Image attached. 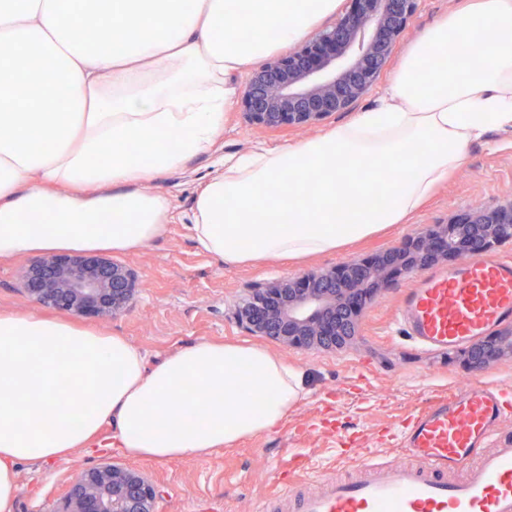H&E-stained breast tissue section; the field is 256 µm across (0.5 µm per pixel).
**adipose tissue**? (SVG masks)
I'll use <instances>...</instances> for the list:
<instances>
[{
	"mask_svg": "<svg viewBox=\"0 0 512 512\" xmlns=\"http://www.w3.org/2000/svg\"><path fill=\"white\" fill-rule=\"evenodd\" d=\"M337 0H112L98 49L64 0H0V79L18 54L58 76L0 90V260L52 249L143 247L173 217L151 184L212 153L231 79L297 41ZM481 63L473 39L487 31ZM453 53L446 68L432 58ZM512 126V0H470L409 47L380 103L325 134L224 158L189 228L228 265L332 253L401 224L493 127ZM382 160L387 176L367 159ZM303 370L258 346L201 341L147 368L121 336L0 312V512L17 466L94 448L203 457L277 427L305 396ZM80 419H73L72 408Z\"/></svg>",
	"mask_w": 512,
	"mask_h": 512,
	"instance_id": "obj_1",
	"label": "adipose tissue"
}]
</instances>
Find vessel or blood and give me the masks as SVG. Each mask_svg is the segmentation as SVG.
Segmentation results:
<instances>
[{
    "label": "vessel or blood",
    "instance_id": "obj_1",
    "mask_svg": "<svg viewBox=\"0 0 512 512\" xmlns=\"http://www.w3.org/2000/svg\"><path fill=\"white\" fill-rule=\"evenodd\" d=\"M512 319V258L475 257L418 276L401 296L396 325L406 340L432 351L466 347ZM506 414L498 391L481 385L419 412L401 431L409 463L391 466L361 448L364 477L340 481L315 472L319 489L279 490L260 512H512V439L491 454L490 426Z\"/></svg>",
    "mask_w": 512,
    "mask_h": 512
}]
</instances>
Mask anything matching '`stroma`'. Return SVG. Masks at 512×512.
I'll use <instances>...</instances> for the list:
<instances>
[{"label":"stroma","instance_id":"obj_1","mask_svg":"<svg viewBox=\"0 0 512 512\" xmlns=\"http://www.w3.org/2000/svg\"><path fill=\"white\" fill-rule=\"evenodd\" d=\"M464 0H417L413 22L389 65L356 111L377 104L411 44L434 22L458 9ZM250 72L233 79L237 91L224 113V132L215 153L193 157L180 169L157 179L175 219L147 246L128 252H103V259L133 268L140 287L132 308L112 318L79 316L34 303L22 279L35 260L21 254L0 260V312L40 314L125 337L141 349L148 364L200 341H224L265 347L306 373V397L271 432L219 449L200 458L129 460L114 453L89 455L77 450L53 463H20L14 512H45L65 482L102 460L133 464L156 481L157 512H257L278 487L293 482L283 463L290 450L339 478L356 467L353 449H378L382 461L404 464L398 433L412 415L457 388L474 383L506 392L512 403V358L503 357L483 370L470 369L465 350L428 352L400 338L394 313L411 276L390 280L366 303L355 336L336 351L304 349L238 327L234 313L249 285L276 282L307 271H325L353 258H373L395 248L428 224H444L474 208L493 209L512 199V127L490 129L471 144L460 167L432 198L405 223L338 252L298 264L288 260L229 267L201 251L187 223L194 197L214 172L219 157L262 145H298L348 120L338 112L306 131L284 126L266 130L248 124L240 94Z\"/></svg>","mask_w":512,"mask_h":512}]
</instances>
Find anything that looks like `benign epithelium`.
I'll list each match as a JSON object with an SVG mask.
<instances>
[{
    "label": "benign epithelium",
    "mask_w": 512,
    "mask_h": 512,
    "mask_svg": "<svg viewBox=\"0 0 512 512\" xmlns=\"http://www.w3.org/2000/svg\"><path fill=\"white\" fill-rule=\"evenodd\" d=\"M336 24L262 64L242 97L251 125L310 127L347 112L365 97L410 27L416 0H351ZM512 240V200L493 210L476 208L447 224L422 229L403 245L369 260H350L248 289L238 325L304 348H336L355 334L364 299L387 282L439 258L482 254ZM42 277H24L37 303L78 315L117 317L135 297L137 275L119 263L87 265L66 255L35 264ZM512 357V327L474 342L466 362L482 370ZM159 490L140 469L105 460L78 473L47 512H157Z\"/></svg>",
    "instance_id": "7a95c632"
}]
</instances>
